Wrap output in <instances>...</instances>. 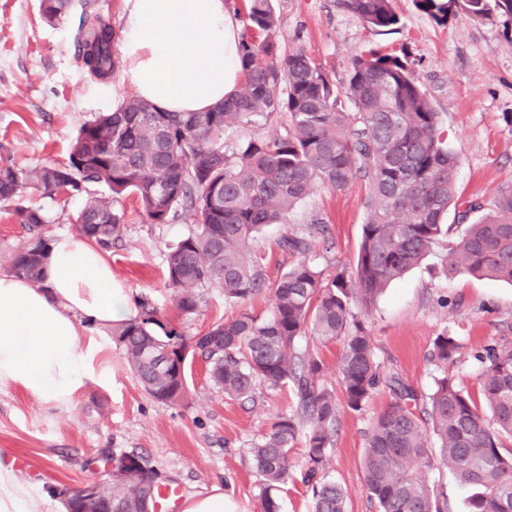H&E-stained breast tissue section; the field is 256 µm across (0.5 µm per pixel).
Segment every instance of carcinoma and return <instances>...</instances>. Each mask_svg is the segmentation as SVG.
Returning <instances> with one entry per match:
<instances>
[{
  "label": "carcinoma",
  "instance_id": "1",
  "mask_svg": "<svg viewBox=\"0 0 512 512\" xmlns=\"http://www.w3.org/2000/svg\"><path fill=\"white\" fill-rule=\"evenodd\" d=\"M439 25L462 11L477 21L512 20V0H413ZM375 34H389L401 20L393 0H337ZM75 0H40L41 15L61 20ZM75 59L97 80L118 67L117 33L102 15L81 4ZM244 31L238 92L208 112H162L130 97L115 112L84 122L68 162L17 165L0 154V204L27 190L52 197L81 193L78 231L106 250L122 240L121 200L134 199L149 224L181 218L187 233L166 255V288L177 312L201 315L214 289L239 306L236 316L186 337L156 310L139 302V313L112 326L142 389L155 400L177 403L186 392L187 362L199 355L212 384L224 395L255 402L256 390L291 389L295 410L276 417L250 443L254 468L264 481L262 512H281L280 492L294 479L292 452L303 445L300 481L311 493L313 512H344L345 492L327 478L336 431L334 389L321 381L320 359L299 348L314 336L339 345L338 375L347 406L360 411L384 384L392 400L373 422L363 453V479L377 512H448L447 496L430 486L426 472L450 469L476 492L468 512H512V340L494 336L478 349V383L486 418L472 393L452 374L459 343L445 330L436 336L431 360L443 369L427 395L401 377L384 378L372 337L352 307L369 308L386 285L418 265L437 246L447 251V271L512 284V188L488 204L465 201L457 188L458 157L448 147L440 116L420 83L406 46L371 47L355 55L341 85L321 63L295 45L283 49L276 36L274 0H244L235 7ZM273 118L283 132L224 138ZM362 180L366 215L351 274L329 278L310 254L328 242L324 218L315 214L299 231H288L279 249L294 258L278 281H267L265 258L252 243L269 224L289 214L318 190L344 191ZM103 186L106 193L95 187ZM467 224L452 240L448 207ZM30 237L7 259L11 273L42 283L51 238L40 207L14 208ZM265 289L272 306L257 315L245 303ZM165 347L168 370L149 359ZM112 464L97 482L96 498L68 504L72 512H148L158 486L123 477L125 462L146 463L131 451L99 456Z\"/></svg>",
  "mask_w": 512,
  "mask_h": 512
}]
</instances>
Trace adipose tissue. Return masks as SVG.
<instances>
[{
    "label": "adipose tissue",
    "instance_id": "obj_1",
    "mask_svg": "<svg viewBox=\"0 0 512 512\" xmlns=\"http://www.w3.org/2000/svg\"><path fill=\"white\" fill-rule=\"evenodd\" d=\"M123 81L165 112H205L237 92L242 30L225 0H123ZM136 314L113 284L108 254L80 234L52 243L43 284L0 273V386L67 407L90 383L108 387L105 330ZM42 493L0 464V512H44Z\"/></svg>",
    "mask_w": 512,
    "mask_h": 512
}]
</instances>
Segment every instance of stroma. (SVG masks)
<instances>
[{
  "label": "stroma",
  "instance_id": "35a3bbf8",
  "mask_svg": "<svg viewBox=\"0 0 512 512\" xmlns=\"http://www.w3.org/2000/svg\"><path fill=\"white\" fill-rule=\"evenodd\" d=\"M277 38L283 47L303 45L336 82L347 76L355 54L369 47L406 45L416 74L440 114L449 147L458 156V188L463 198L489 202L512 186V21H476L461 13L448 25L417 11L412 0H394L401 18L393 34L376 35L334 0H275ZM79 23L71 12L62 24H47L39 0H0V147L22 166L64 163L79 127L112 109L117 81L101 82L76 62L73 37ZM80 194L49 198L23 193L18 205L40 206L50 217L47 235L73 232ZM367 205L363 182L339 192L322 190L293 212L287 224L266 226L254 248L267 258L270 280H278L292 260L275 242L288 227L322 213L328 246L311 259L325 274L351 271L357 257ZM187 231L183 222L147 224L126 209L124 240L113 248V280L132 300L154 305L160 319H175L164 286L165 256ZM376 346L382 375L399 374L417 391L428 393L442 370L431 362L435 337L452 329L461 345L454 369L457 381L478 393V370L471 353L512 323V284L466 273L448 275L446 252L435 249L419 266L392 282L364 316ZM302 347L323 363V380L336 388L338 424L326 468L346 492V512H376L363 484L362 454L373 419L391 400L379 387L361 411L351 410L340 390L338 345L304 338ZM112 384L86 387L72 405L55 408L16 387L0 388V463L18 454L30 461L20 479L47 493L46 512H63L51 496L58 485L96 480L93 457L101 451H137L184 495H204L220 487L234 512H261L263 481L254 469L250 442L269 430L291 403L285 394L243 404L224 396L208 379L202 359L188 364V388L177 403L156 401L138 385L124 352L106 356Z\"/></svg>",
  "mask_w": 512,
  "mask_h": 512
}]
</instances>
